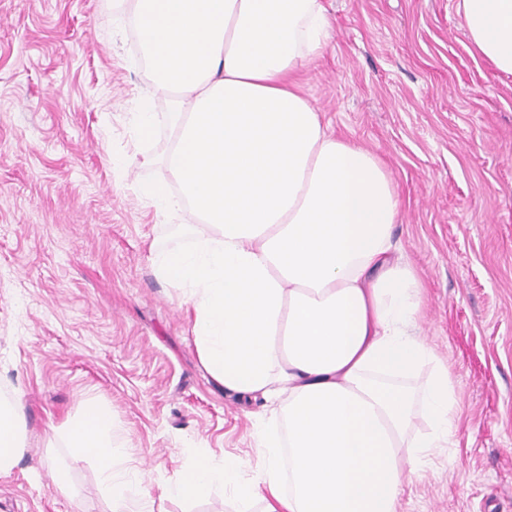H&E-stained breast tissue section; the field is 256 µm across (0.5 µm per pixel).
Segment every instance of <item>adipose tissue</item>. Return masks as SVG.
<instances>
[{"label":"adipose tissue","instance_id":"ef3b65f1","mask_svg":"<svg viewBox=\"0 0 512 512\" xmlns=\"http://www.w3.org/2000/svg\"><path fill=\"white\" fill-rule=\"evenodd\" d=\"M471 48L512 75V0H456ZM154 86L140 137L173 131L158 215L186 209L188 244L154 252L180 288L199 359L225 391L263 400L258 477L238 459H202L168 487L191 499L229 488L243 512H396L405 471L448 445L461 413L447 364L417 335L422 282L393 230L395 187L380 158L337 136L296 74L319 57L322 0H132ZM428 379H421L425 365ZM425 411L426 432L410 429ZM23 416L0 400V473L21 453ZM92 457L110 512L138 487L113 440L111 410L84 407L64 437Z\"/></svg>","mask_w":512,"mask_h":512}]
</instances>
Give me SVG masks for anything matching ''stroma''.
Masks as SVG:
<instances>
[{"label": "stroma", "mask_w": 512, "mask_h": 512, "mask_svg": "<svg viewBox=\"0 0 512 512\" xmlns=\"http://www.w3.org/2000/svg\"><path fill=\"white\" fill-rule=\"evenodd\" d=\"M324 55L301 93L397 187L394 235L424 288L420 336L460 398L398 512H512V75L471 53L455 0H323ZM120 0H0V394L24 424L0 512H109L95 462L62 448L84 406L112 410L142 470L131 512H239L230 491L166 494L198 457L257 473L260 403L201 365L178 289L151 261L187 242V211L140 198L165 177L170 128L138 142L136 103L169 99L140 64ZM69 477L60 492L56 470Z\"/></svg>", "instance_id": "1"}]
</instances>
